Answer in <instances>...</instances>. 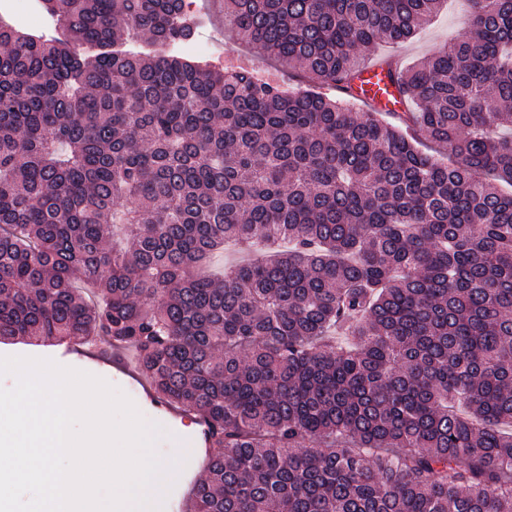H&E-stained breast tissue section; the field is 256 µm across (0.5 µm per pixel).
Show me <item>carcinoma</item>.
<instances>
[{
	"mask_svg": "<svg viewBox=\"0 0 512 512\" xmlns=\"http://www.w3.org/2000/svg\"><path fill=\"white\" fill-rule=\"evenodd\" d=\"M442 2L224 0L296 92L164 50L182 0L0 21V340L133 348L217 449L191 512H512V0L374 56ZM230 240L283 248L198 276ZM447 1V7L440 12L435 21L421 29L411 40L395 47L381 44L376 52L394 55L403 65H408L433 54L451 40L468 37L471 32L468 2ZM356 92L359 97L377 104L386 112H393L399 106L388 77L377 68H362L356 82Z\"/></svg>",
	"mask_w": 512,
	"mask_h": 512,
	"instance_id": "1",
	"label": "carcinoma"
}]
</instances>
